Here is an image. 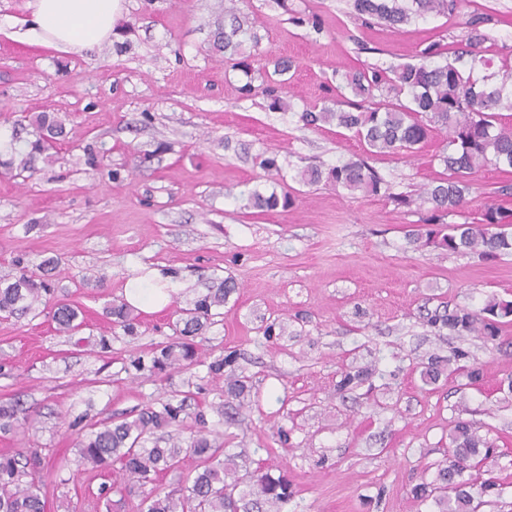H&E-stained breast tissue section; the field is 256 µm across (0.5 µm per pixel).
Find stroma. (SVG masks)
I'll use <instances>...</instances> for the list:
<instances>
[{"mask_svg": "<svg viewBox=\"0 0 512 512\" xmlns=\"http://www.w3.org/2000/svg\"><path fill=\"white\" fill-rule=\"evenodd\" d=\"M32 2L0 0V275L18 256L56 259V295L83 307L85 326L76 345L45 313L0 320V403L21 402L35 420L24 435H0V454L37 450L47 512H137L138 497L119 485L120 463L77 471L69 421L133 416L175 394L188 413L206 409L216 424L208 406L222 383L207 366L231 351L253 383L249 406L225 407L236 419L233 446L247 468L287 473L295 490L288 512H437L411 490L434 478L431 466L460 419L499 452L490 469L503 493L478 512H512V323L494 341L426 323L446 307L512 300V255L486 261L417 247L407 232L426 210L325 183L302 186L293 168L362 159L392 192L412 196L444 176L436 155L445 132L403 159L370 152L336 126L303 125L298 114L329 100L349 70L414 61L432 42L454 61L470 35L466 15L482 17V48L495 67L512 66V0H457L452 13L399 33L362 23L349 0H241L255 58L292 64L287 114L269 111L263 96H241L244 75L216 48L224 0H122L111 39L71 51L31 37ZM296 16L317 17L321 32L293 24ZM126 40L132 50L116 52ZM41 113L65 127L44 151L35 147ZM271 155L295 194L284 212L248 203L249 190L273 189L259 165ZM503 184H512V171L482 169L448 223L473 221L491 200L512 216V194L496 193ZM217 275L234 276L238 287L198 364L132 378L130 356L169 341L178 310ZM136 279L170 300L139 312L131 337L114 332L105 309ZM274 318L285 332L268 342L257 328ZM104 334L106 350L98 345ZM459 349L480 367L477 384L452 370L423 383L422 357ZM355 366L376 368L371 386L338 390ZM104 484L113 488L106 501Z\"/></svg>", "mask_w": 512, "mask_h": 512, "instance_id": "obj_1", "label": "stroma"}]
</instances>
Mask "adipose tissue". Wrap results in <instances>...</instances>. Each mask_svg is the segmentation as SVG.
<instances>
[{"instance_id": "ef3b65f1", "label": "adipose tissue", "mask_w": 512, "mask_h": 512, "mask_svg": "<svg viewBox=\"0 0 512 512\" xmlns=\"http://www.w3.org/2000/svg\"><path fill=\"white\" fill-rule=\"evenodd\" d=\"M119 14L120 0H35L33 11L40 40L63 49L109 40Z\"/></svg>"}]
</instances>
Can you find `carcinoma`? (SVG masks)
Masks as SVG:
<instances>
[{
  "label": "carcinoma",
  "mask_w": 512,
  "mask_h": 512,
  "mask_svg": "<svg viewBox=\"0 0 512 512\" xmlns=\"http://www.w3.org/2000/svg\"><path fill=\"white\" fill-rule=\"evenodd\" d=\"M453 6L449 0H350L352 12L365 22L377 20L400 30L415 17L440 15ZM224 17L230 24L218 37L220 48L229 53L232 68L246 76L241 86L247 97L254 91V69L249 63L246 40H255L251 27L245 26L236 13V0L224 2ZM477 20L468 26L467 67L452 63L440 64L435 58L444 48L432 42L421 49L413 63L395 68L367 66L348 72L343 83L336 86V107L319 111L305 109L299 119L306 125L318 122L334 123L352 133L367 146L394 155L414 153L421 149L439 129L448 132V145L437 159L448 174L432 181L414 199L410 195L393 193L364 161L349 160L328 169L305 166L295 177L306 185L326 181L348 191L385 197L402 206L414 203L428 206L430 216L409 234L410 240L421 247H434L448 252H469L485 258L512 254V232L505 230L509 222L504 211L493 201L481 208L479 217L470 224H448L445 216L466 203L469 179L481 169L494 165L512 169V124L503 121V113L512 112V74L501 79L488 72L492 61L482 54L484 38L476 29ZM273 68L280 79H268L262 93L269 100L268 109L285 112L289 108L285 80L281 76L291 68L284 60L268 57L261 69ZM486 74L477 78L476 70ZM350 89L354 99L344 101L343 88ZM43 130V140L62 136L63 126L46 115L37 117ZM252 207L261 211L286 209L293 204L289 193L265 196L255 193ZM15 272L0 276V318L26 316L40 306H48L53 295L52 262L44 260L32 266L19 257L14 260ZM237 288L231 277L215 278L207 292L199 296L193 307L182 310L171 341L146 355L129 359L125 370L135 374L166 373L188 369L198 354L200 340L215 324L219 309ZM106 315L125 335L136 334L137 316L130 306L115 301ZM512 317V300L495 295L488 298L479 311L457 308L451 312H436L427 317L433 328H446L459 337L478 334L494 340L501 332V320ZM79 311L67 303L54 304L52 320L60 334L80 344L76 337L82 323ZM447 360L431 355L425 363L424 376L436 382ZM214 380H224L218 393L219 403L210 409L224 414V400L244 401L250 396V377L235 367L229 354L214 359L208 365ZM185 400L154 399L141 409L136 418H111L90 427L77 418L69 429L77 435V466L97 470L112 462L121 464L124 489L129 494H141L139 512H283L292 498L285 475L273 476L262 469L244 478L237 459L240 454L229 448L230 439L219 437L209 428L206 414L194 416L187 444L172 441L166 448L151 443L158 431L180 427L184 422ZM33 419L18 403L0 404V433L23 434ZM198 459L195 474L188 476L174 492L161 493L157 479L174 468L182 453ZM494 457V449L478 435L471 422L456 421L447 457L437 466L435 478L412 489V497L420 502L433 499L442 507L440 512H475V498L498 497L501 487L485 469ZM44 469L41 456L31 451L0 455V512H45L46 504L38 475Z\"/></svg>",
  "instance_id": "carcinoma-1"
}]
</instances>
